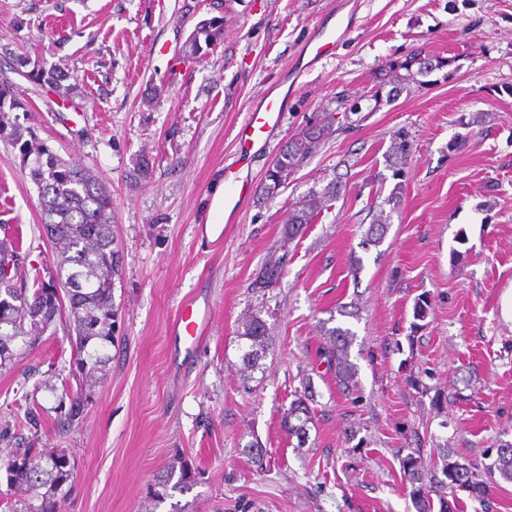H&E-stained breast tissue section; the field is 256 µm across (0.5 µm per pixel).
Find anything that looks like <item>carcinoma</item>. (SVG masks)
<instances>
[{"label":"carcinoma","instance_id":"1","mask_svg":"<svg viewBox=\"0 0 512 512\" xmlns=\"http://www.w3.org/2000/svg\"><path fill=\"white\" fill-rule=\"evenodd\" d=\"M224 39V19L218 16L200 21L184 45L185 56L198 60ZM415 51L388 60L374 79L370 98L380 102L383 88L392 90L413 82L418 75L430 73L429 66ZM14 72L48 90L56 89L67 99L78 95V86L69 82L70 75L58 65H46L28 57L16 59ZM30 104L20 97L17 85L7 77L0 78V140L19 147L28 177L36 186L41 224L64 242L59 249L55 273L48 281L34 288H16L0 271V322L10 321L22 331L24 323L45 333L61 315L63 300H68L73 319L77 346L76 363L83 378L103 371L109 356L108 347L115 345L114 278L119 275L112 237L113 201L111 192L79 160H63L53 153L37 134L10 120L9 113L26 112ZM329 129L325 118L317 116L300 132L293 135L277 154L278 165L265 173V195L274 194L284 186L297 168L315 151ZM412 152L407 132L393 134L387 163L393 178L405 173ZM345 185L329 183L320 192H313L292 206L286 221L285 238L293 240L307 225L313 223L327 203L337 199ZM387 216H379L369 225L361 247L369 250L382 242L387 228ZM283 268L279 261H269L255 280L260 288L277 283ZM239 337L247 344L242 349L243 376L247 379L262 369L264 359L273 345L265 320L254 314L242 322ZM355 332L336 326L326 333L325 344L319 350L328 370L334 375L336 388L349 395L359 388L358 366L350 359ZM316 391L307 378L294 394L281 417V426L289 437L297 439L296 449L306 445L310 424L314 421ZM63 451L44 453L37 448H12L5 462L7 484L17 489L18 498L6 504L8 512H57L58 500L71 491L74 470L61 462ZM400 471L415 512H455L458 493L485 503L496 478L512 482V442H501L496 457L489 463L453 459L446 446H436L424 456L422 448H412L399 459ZM194 483V471L185 460L171 465L155 481L153 497L162 502L169 491L189 489Z\"/></svg>","mask_w":512,"mask_h":512}]
</instances>
